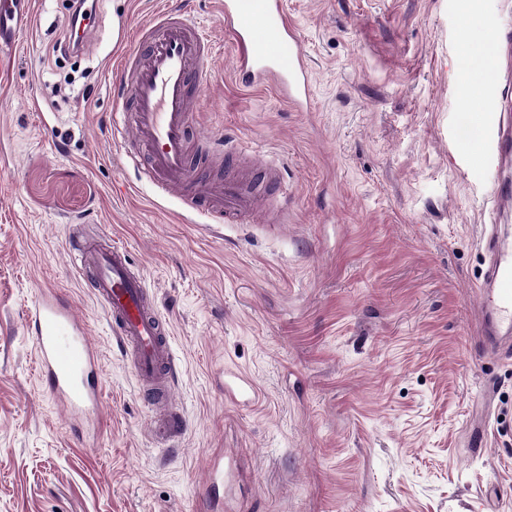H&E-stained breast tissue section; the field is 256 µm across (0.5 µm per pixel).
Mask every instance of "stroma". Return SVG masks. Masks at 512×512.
Returning <instances> with one entry per match:
<instances>
[{
  "label": "stroma",
  "mask_w": 512,
  "mask_h": 512,
  "mask_svg": "<svg viewBox=\"0 0 512 512\" xmlns=\"http://www.w3.org/2000/svg\"><path fill=\"white\" fill-rule=\"evenodd\" d=\"M222 0H95L87 49L51 54L68 0H35L0 55V512H512V360L478 347L486 238L512 241L494 181L451 138L463 102L512 113V61L475 92L462 60L512 36V0H288L313 74L301 112L234 72ZM158 9L214 43L192 115L283 181L280 224L221 222L141 179L111 74ZM126 248L172 324L182 422L155 434L73 235ZM57 289L101 354L100 436L84 447L40 380L25 312ZM260 396L224 398L227 374ZM226 455L239 477L208 488Z\"/></svg>",
  "instance_id": "obj_1"
}]
</instances>
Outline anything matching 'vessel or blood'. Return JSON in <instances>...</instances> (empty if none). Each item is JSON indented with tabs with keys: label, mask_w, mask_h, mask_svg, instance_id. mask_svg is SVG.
I'll return each mask as SVG.
<instances>
[{
	"label": "vessel or blood",
	"mask_w": 512,
	"mask_h": 512,
	"mask_svg": "<svg viewBox=\"0 0 512 512\" xmlns=\"http://www.w3.org/2000/svg\"><path fill=\"white\" fill-rule=\"evenodd\" d=\"M33 23L32 0H0V53L16 50ZM224 32L235 47V75L246 87L274 86L282 99L301 109L309 102L311 71L288 0H224ZM144 54L123 55L114 85L119 109L132 112V136L147 155V181L172 189L196 180L193 146L219 154L221 140L191 136L192 112L212 74L213 47L190 17L158 10L136 32ZM470 158L483 165L512 157V126L478 125L461 134ZM261 191L240 179L231 163L224 178L204 182L188 201L240 224L257 212ZM488 289L480 308L483 335L494 350L512 347V248L496 235L486 241ZM72 264L106 314L115 339L131 357L143 398L170 405L174 353L170 324L149 297L124 247L95 240H72ZM25 328L47 393L90 443L101 410V356L87 324L56 290L44 287L29 308ZM231 399H256L257 387L238 373L224 383Z\"/></svg>",
	"instance_id": "1"
}]
</instances>
